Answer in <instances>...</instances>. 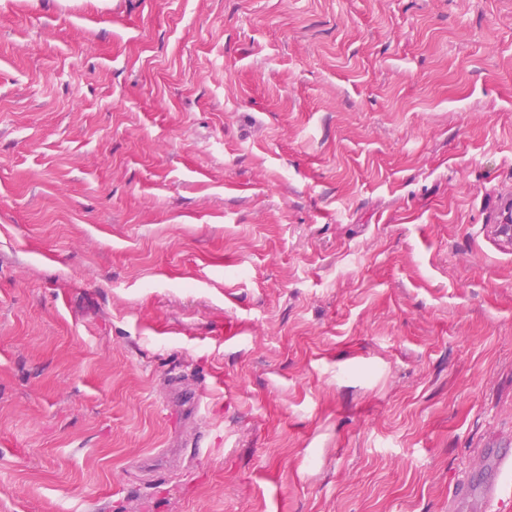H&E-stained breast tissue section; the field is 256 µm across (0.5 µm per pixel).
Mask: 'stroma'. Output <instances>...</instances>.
<instances>
[{
    "mask_svg": "<svg viewBox=\"0 0 512 512\" xmlns=\"http://www.w3.org/2000/svg\"><path fill=\"white\" fill-rule=\"evenodd\" d=\"M0 512H448L512 448V0H0Z\"/></svg>",
    "mask_w": 512,
    "mask_h": 512,
    "instance_id": "obj_1",
    "label": "stroma"
}]
</instances>
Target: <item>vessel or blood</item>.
Instances as JSON below:
<instances>
[{"instance_id": "1", "label": "vessel or blood", "mask_w": 512, "mask_h": 512, "mask_svg": "<svg viewBox=\"0 0 512 512\" xmlns=\"http://www.w3.org/2000/svg\"><path fill=\"white\" fill-rule=\"evenodd\" d=\"M512 494V449L487 448L473 477L462 479L453 493L454 512H498Z\"/></svg>"}]
</instances>
